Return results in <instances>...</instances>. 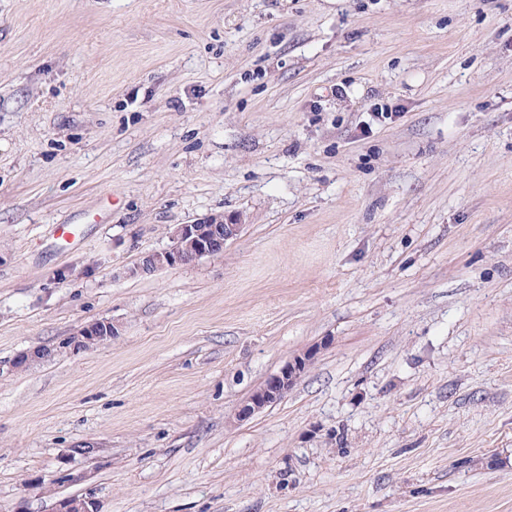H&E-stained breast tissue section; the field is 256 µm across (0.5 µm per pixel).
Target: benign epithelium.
<instances>
[{"mask_svg":"<svg viewBox=\"0 0 512 512\" xmlns=\"http://www.w3.org/2000/svg\"><path fill=\"white\" fill-rule=\"evenodd\" d=\"M241 229L242 225L237 220L215 215L190 224H178L171 231L170 247L144 254L127 273L148 276L167 266L190 265L202 257L218 255L224 251L227 241L237 238ZM117 335L118 325L98 319L82 325L67 342V347L78 350L87 342L102 345ZM319 350L318 345L307 349L289 360L279 372L270 375L240 407L238 418H249L284 398L297 379L309 369ZM51 354L47 348L22 352L8 365L0 364V372L5 368L12 371ZM55 512H97V508L90 498H67L57 503Z\"/></svg>","mask_w":512,"mask_h":512,"instance_id":"1","label":"benign epithelium"}]
</instances>
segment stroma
<instances>
[{
	"instance_id": "obj_1",
	"label": "stroma",
	"mask_w": 512,
	"mask_h": 512,
	"mask_svg": "<svg viewBox=\"0 0 512 512\" xmlns=\"http://www.w3.org/2000/svg\"><path fill=\"white\" fill-rule=\"evenodd\" d=\"M40 347L0 512H512V0H0V361ZM241 229L236 219L215 215L178 224L171 231L173 244L169 248L145 253L127 273L148 276L167 266L190 265L202 257L218 255L228 240L237 238ZM119 334V327L114 322L98 319L82 325L67 342V347L78 350L87 342L102 345L112 341ZM319 350V345L307 349L289 360L279 372L270 375L240 407L238 418H249L284 398L297 379L309 369Z\"/></svg>"
}]
</instances>
